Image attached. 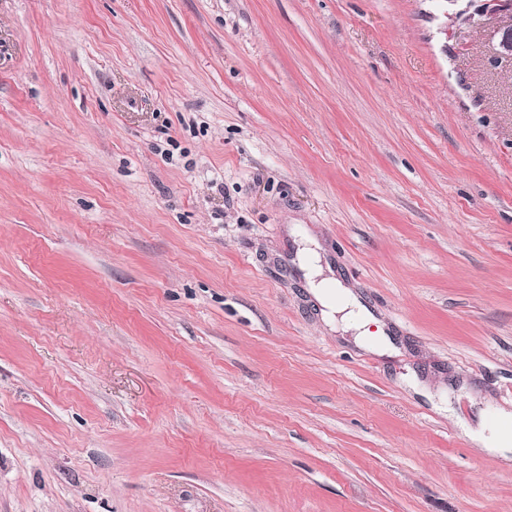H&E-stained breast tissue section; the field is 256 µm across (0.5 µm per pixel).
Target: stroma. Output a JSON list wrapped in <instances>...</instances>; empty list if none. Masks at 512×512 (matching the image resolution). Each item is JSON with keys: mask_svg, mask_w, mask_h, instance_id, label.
Here are the masks:
<instances>
[{"mask_svg": "<svg viewBox=\"0 0 512 512\" xmlns=\"http://www.w3.org/2000/svg\"><path fill=\"white\" fill-rule=\"evenodd\" d=\"M456 11L0 0V512H512L458 425L512 411V62ZM306 257L311 291L323 307L322 314L327 324L345 333L352 332L356 341L368 336V325L375 323L373 317L356 300H334L333 288L339 290L341 284L331 267L324 269L312 249L306 250ZM338 314H341L339 318Z\"/></svg>", "mask_w": 512, "mask_h": 512, "instance_id": "1", "label": "stroma"}]
</instances>
